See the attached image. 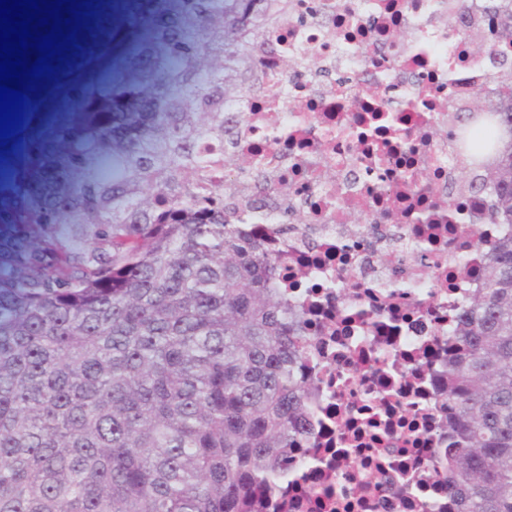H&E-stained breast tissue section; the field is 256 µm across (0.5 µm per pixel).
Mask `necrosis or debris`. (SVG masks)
Here are the masks:
<instances>
[{
	"label": "necrosis or debris",
	"instance_id": "necrosis-or-debris-1",
	"mask_svg": "<svg viewBox=\"0 0 512 512\" xmlns=\"http://www.w3.org/2000/svg\"><path fill=\"white\" fill-rule=\"evenodd\" d=\"M461 25L487 29L479 0H295L253 91L225 106L244 118L224 154L253 166L226 215L278 257L274 286L313 339L307 426L272 512H456L437 474L448 349L504 232L476 223L490 193L458 190L469 158L440 135L495 69ZM259 180L288 192L253 208Z\"/></svg>",
	"mask_w": 512,
	"mask_h": 512
}]
</instances>
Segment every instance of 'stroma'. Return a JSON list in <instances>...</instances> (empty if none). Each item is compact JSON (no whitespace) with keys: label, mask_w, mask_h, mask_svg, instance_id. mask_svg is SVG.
Returning <instances> with one entry per match:
<instances>
[{"label":"stroma","mask_w":512,"mask_h":512,"mask_svg":"<svg viewBox=\"0 0 512 512\" xmlns=\"http://www.w3.org/2000/svg\"><path fill=\"white\" fill-rule=\"evenodd\" d=\"M173 10L172 0H134L123 20L130 37L112 67L88 86V94L108 88L124 100L141 95L142 79L134 71L141 66L143 51L155 55L163 47L167 33L163 18ZM111 120L105 112L37 113L26 134L12 136L6 149L14 166L0 171V253L21 242L24 213L44 203L73 176L72 159L90 157L97 131Z\"/></svg>","instance_id":"stroma-1"}]
</instances>
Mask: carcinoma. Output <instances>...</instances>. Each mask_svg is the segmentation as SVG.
Masks as SVG:
<instances>
[{
    "label": "carcinoma",
    "mask_w": 512,
    "mask_h": 512,
    "mask_svg": "<svg viewBox=\"0 0 512 512\" xmlns=\"http://www.w3.org/2000/svg\"><path fill=\"white\" fill-rule=\"evenodd\" d=\"M289 0H178L143 97L119 106L79 175L23 218L0 263V512H253L288 478L306 399L307 327L272 283L277 259L224 221L229 82L250 73ZM512 42V0H483ZM64 65L31 87L48 113L125 43L92 0ZM479 224L512 227V62L456 115ZM448 353V488L457 512H512V234Z\"/></svg>",
    "instance_id": "obj_1"
}]
</instances>
